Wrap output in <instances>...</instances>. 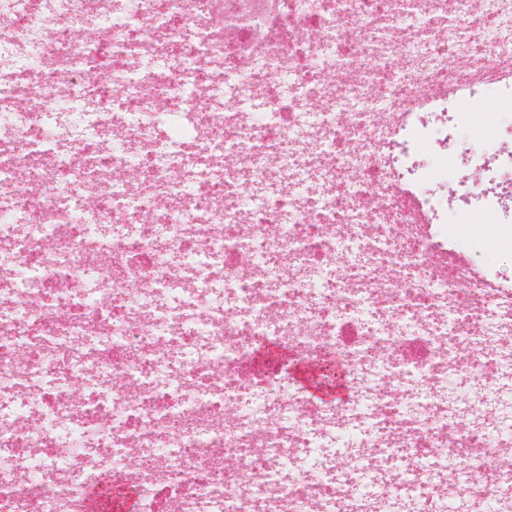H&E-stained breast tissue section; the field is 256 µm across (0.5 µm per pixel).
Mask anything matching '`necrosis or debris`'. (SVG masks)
Here are the masks:
<instances>
[{"label":"necrosis or debris","mask_w":512,"mask_h":512,"mask_svg":"<svg viewBox=\"0 0 512 512\" xmlns=\"http://www.w3.org/2000/svg\"><path fill=\"white\" fill-rule=\"evenodd\" d=\"M0 7V51L44 59L19 88L54 106L70 70L75 96L110 119L140 169L73 222L60 195L121 157L95 138L57 152L38 111L0 96V213L12 218L0 224V401L15 419L0 426V512H80L87 488L112 482L132 484L143 512H163L164 497L178 512H394L393 498L350 489L369 459L346 456L337 478L296 466L298 449L339 425L399 461L410 491L483 506L512 488L499 464L512 434L449 421L439 394L465 371L500 395L512 288L468 267L436 271L448 241L425 233L452 215L512 224V114L487 113L495 139L458 149L464 98L512 101V0H115L94 45L76 31L98 0H65L69 22L45 37L34 0ZM103 52L121 96L86 75ZM142 56L159 62L147 90L125 75ZM280 78L310 111L278 92ZM231 80L262 100L264 121L212 109ZM159 102L180 132L178 166L145 119ZM299 142L326 192L256 196L271 157L289 166ZM217 147L226 170L187 184ZM432 155L453 158L454 177ZM89 275L104 286L94 300L80 288ZM276 342L346 364L352 397L311 406L286 372L267 386L246 375ZM79 376L94 386L75 404ZM38 454L60 475L31 481L18 461Z\"/></svg>","instance_id":"4bbe7bcc"}]
</instances>
